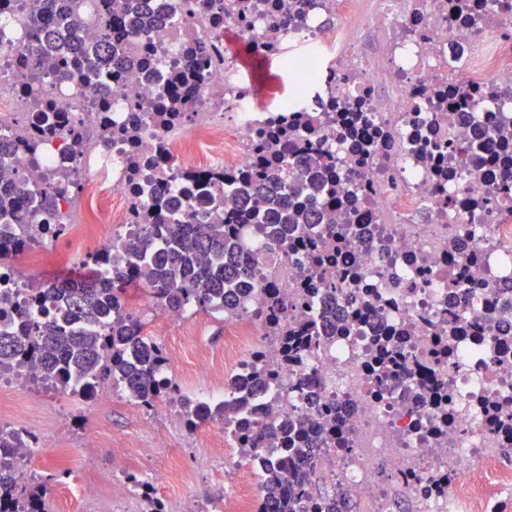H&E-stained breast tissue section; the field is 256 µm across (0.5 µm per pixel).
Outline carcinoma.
Returning a JSON list of instances; mask_svg holds the SVG:
<instances>
[{
    "label": "carcinoma",
    "mask_w": 512,
    "mask_h": 512,
    "mask_svg": "<svg viewBox=\"0 0 512 512\" xmlns=\"http://www.w3.org/2000/svg\"><path fill=\"white\" fill-rule=\"evenodd\" d=\"M32 9L39 15L50 13L56 27L54 43L43 64L64 70L84 82L104 75L94 64L76 52L75 0H35ZM497 146L495 158L501 168L512 167V132H495L484 146ZM335 168L309 167L285 186L284 195L255 198L254 206L237 213L227 224L220 218L214 224H183L171 221L170 214L180 208V200L161 191L154 194L148 223L121 248L106 247L90 258L96 265L112 268V278L96 276L80 280H46L30 283L31 299L39 304L44 319L34 321L26 311L15 309L16 324L10 333L0 332V366L19 362L29 375L54 383L55 388L84 400L104 381L118 383L139 405L151 407L161 397L179 393L172 379H159L165 352L144 336V323L127 312L124 290L135 283L150 290L158 307L180 310L183 307L209 311L218 308L226 317L238 313L234 291L247 290L242 272L224 257H234L240 249L239 224H274V245L283 251L293 247L300 225L308 223V203L318 193L331 196L324 201L327 210L322 220L326 234L340 241L333 211L347 207L351 200L339 195ZM47 222L20 207L18 190L0 191V256H10L40 243ZM351 307L331 335L351 332L349 319H360L369 302L362 296L350 301ZM308 324L300 316L283 312L274 332L284 341L286 356L297 357L307 343ZM393 340H375L374 376L382 381L398 366ZM269 385L267 373L256 367L250 381L235 387L237 398L202 411L182 403L184 424L193 432L214 420L231 423L247 408L253 392ZM282 458L267 463L261 473L266 512H352L349 493L342 489L334 495L319 491L320 476L313 461L314 445L338 437L336 422L324 417L318 425L305 416H294L279 427ZM18 433L0 427V512H46L48 487L43 482L26 483L21 458L14 452ZM306 458L308 463L296 470L291 465Z\"/></svg>",
    "instance_id": "carcinoma-1"
}]
</instances>
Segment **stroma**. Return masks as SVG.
I'll return each mask as SVG.
<instances>
[{
	"label": "stroma",
	"mask_w": 512,
	"mask_h": 512,
	"mask_svg": "<svg viewBox=\"0 0 512 512\" xmlns=\"http://www.w3.org/2000/svg\"><path fill=\"white\" fill-rule=\"evenodd\" d=\"M56 264L34 267L25 256H16L13 264L22 279L42 281L87 275L81 265L76 243L63 240L57 243ZM143 288L129 286L125 300L130 311L153 331L154 340L162 347L178 346L181 354L170 367V377L183 391L199 388L191 365L199 352H224V318L219 313L195 312L180 323H166L161 309L144 310ZM21 396H37L50 423V432L57 444L28 468V475L49 486L48 512H94L100 496L96 476L110 472L116 456H123L128 473L145 477L146 474L178 464L185 472L183 483L154 487L152 496L160 505L179 500L182 512H221L224 496L230 482L246 477L250 472L247 459L237 456L225 460L222 451L224 426L212 422L195 432H188L179 411L147 409L136 405L124 395L114 396L108 402L82 401L61 391L33 392L26 383L15 384ZM166 430L168 447L155 445L158 430ZM105 433L113 438L112 445L85 448L87 436ZM135 436L139 452L125 450L123 440ZM83 483L82 499L70 493L73 483Z\"/></svg>",
	"instance_id": "obj_1"
}]
</instances>
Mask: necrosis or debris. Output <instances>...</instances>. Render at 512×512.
Segmentation results:
<instances>
[{
	"label": "necrosis or debris",
	"mask_w": 512,
	"mask_h": 512,
	"mask_svg": "<svg viewBox=\"0 0 512 512\" xmlns=\"http://www.w3.org/2000/svg\"><path fill=\"white\" fill-rule=\"evenodd\" d=\"M153 29H105L111 0H77L84 44L110 40L123 67L94 84L41 69L29 0H0V141L12 154L5 187H53L68 231L99 224L90 256L137 230L156 190L188 195L208 184L214 202L194 223L239 210L242 175L295 174L291 156L334 165L339 248L319 266L306 258L324 227L307 224L296 251L274 248L261 228H240L237 260L254 288L224 322V356L199 355L207 386L197 402L230 397L231 381L265 368L257 401L319 418L333 409L348 448L321 446L316 466L362 512H387L379 465L416 512H498L496 489L512 487L499 463L504 442L488 424L487 401L512 402V368L497 362L496 336L512 329V186L449 150L473 128L512 118V0H470L471 16L448 0H145ZM248 44L269 65L263 76L236 50ZM39 142L30 158L27 140ZM494 198V209L474 208ZM352 265L335 300L309 290L312 269L328 279ZM466 289L451 291L449 279ZM373 294L345 339L310 340L285 359L267 330L269 297L302 302L306 317L346 310L349 295ZM468 334L442 353L449 322ZM394 335L404 366L377 381L373 340ZM446 434L428 431L439 412Z\"/></svg>",
	"instance_id": "necrosis-or-debris-1"
}]
</instances>
